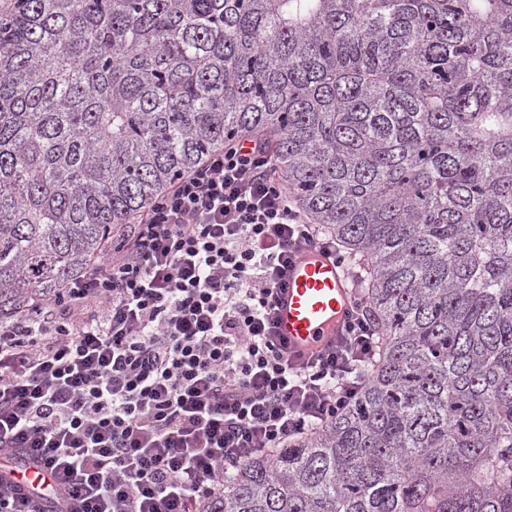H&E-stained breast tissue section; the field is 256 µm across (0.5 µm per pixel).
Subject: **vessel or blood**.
I'll list each match as a JSON object with an SVG mask.
<instances>
[{"instance_id":"vessel-or-blood-1","label":"vessel or blood","mask_w":512,"mask_h":512,"mask_svg":"<svg viewBox=\"0 0 512 512\" xmlns=\"http://www.w3.org/2000/svg\"><path fill=\"white\" fill-rule=\"evenodd\" d=\"M276 331L295 357L308 356L333 340L352 306V284L344 266L320 249L303 250L288 266L287 284L275 300ZM12 481L22 488L49 487L50 476L26 463Z\"/></svg>"}]
</instances>
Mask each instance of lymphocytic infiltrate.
<instances>
[{"label":"lymphocytic infiltrate","mask_w":512,"mask_h":512,"mask_svg":"<svg viewBox=\"0 0 512 512\" xmlns=\"http://www.w3.org/2000/svg\"><path fill=\"white\" fill-rule=\"evenodd\" d=\"M308 246L337 253L264 143L226 142L60 295L0 318V465L29 455L78 512H195L331 424L380 331L357 291L333 344L289 358L274 303Z\"/></svg>","instance_id":"f902f5d3"}]
</instances>
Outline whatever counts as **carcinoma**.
<instances>
[{
  "instance_id": "cac0c4a2",
  "label": "carcinoma",
  "mask_w": 512,
  "mask_h": 512,
  "mask_svg": "<svg viewBox=\"0 0 512 512\" xmlns=\"http://www.w3.org/2000/svg\"><path fill=\"white\" fill-rule=\"evenodd\" d=\"M244 135L363 268L379 354L197 512H512V0H12L0 317Z\"/></svg>"
}]
</instances>
